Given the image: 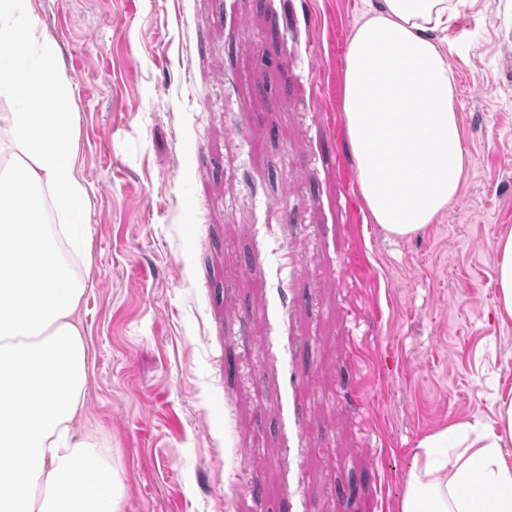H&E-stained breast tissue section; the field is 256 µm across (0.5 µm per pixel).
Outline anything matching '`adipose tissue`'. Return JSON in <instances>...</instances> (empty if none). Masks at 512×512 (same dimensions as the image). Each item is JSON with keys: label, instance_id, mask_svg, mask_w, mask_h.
I'll list each match as a JSON object with an SVG mask.
<instances>
[{"label": "adipose tissue", "instance_id": "adipose-tissue-1", "mask_svg": "<svg viewBox=\"0 0 512 512\" xmlns=\"http://www.w3.org/2000/svg\"><path fill=\"white\" fill-rule=\"evenodd\" d=\"M461 0H382L355 24L345 52L342 111L373 223L397 237L425 229L456 199L471 165L455 77L432 37ZM47 75L43 111L28 78ZM0 512H118L112 456L82 431L89 356L84 279L63 256L89 198L76 168V115L55 43L30 0H0ZM495 312L512 319V229L496 242ZM512 392L494 422L426 436L401 512H512ZM94 462V472L84 469ZM481 480L482 496L470 493ZM97 482L98 494L84 486Z\"/></svg>", "mask_w": 512, "mask_h": 512}]
</instances>
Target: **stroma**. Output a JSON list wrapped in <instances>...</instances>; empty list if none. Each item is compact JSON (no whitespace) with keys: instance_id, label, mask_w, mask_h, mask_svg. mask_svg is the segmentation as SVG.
<instances>
[{"instance_id":"35a3bbf8","label":"stroma","mask_w":512,"mask_h":512,"mask_svg":"<svg viewBox=\"0 0 512 512\" xmlns=\"http://www.w3.org/2000/svg\"><path fill=\"white\" fill-rule=\"evenodd\" d=\"M380 3L32 0L79 114L86 419L120 512H401L419 442L512 391V0L434 34L471 165L409 238L372 223L341 116ZM495 247L498 255L495 312L504 321L512 319V229L498 238Z\"/></svg>"}]
</instances>
